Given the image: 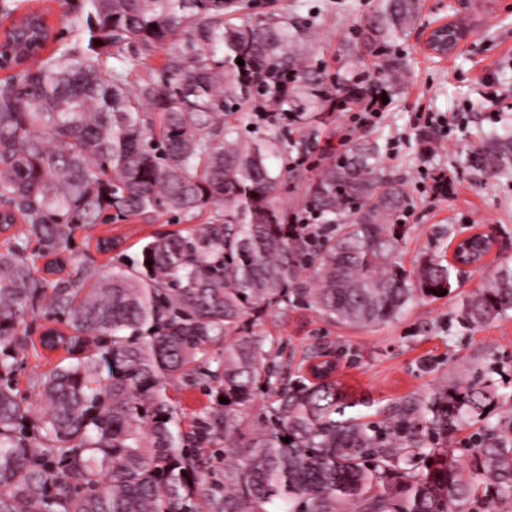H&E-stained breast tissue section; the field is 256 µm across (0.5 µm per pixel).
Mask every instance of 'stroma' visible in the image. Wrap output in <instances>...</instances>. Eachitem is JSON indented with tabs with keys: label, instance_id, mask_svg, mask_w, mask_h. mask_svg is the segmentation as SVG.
Wrapping results in <instances>:
<instances>
[{
	"label": "stroma",
	"instance_id": "35a3bbf8",
	"mask_svg": "<svg viewBox=\"0 0 512 512\" xmlns=\"http://www.w3.org/2000/svg\"><path fill=\"white\" fill-rule=\"evenodd\" d=\"M252 11L288 13L312 24L308 45L310 64L351 80L374 76L380 62L361 57L359 24L377 0H248ZM422 25L397 50L402 59V85L390 96L380 119L362 124L357 111L311 112L303 124L287 134L290 142L310 141L308 159L288 155V176L278 197L288 211H302L305 185L319 168L332 162L337 151L352 139H379L380 175L403 179L411 192L405 222L408 233L397 260L414 270L430 255L451 256L458 238L476 231L494 233L498 251L489 254L479 269L463 273L453 292L414 303L397 319L368 326H346L324 320L300 306L285 313H269L255 322L254 332L271 345L282 377L307 372L322 360L336 364L333 378L353 403L348 413L375 426H385L396 408L456 380L475 382L490 378L499 386L501 408L512 407V314L466 329L459 314L463 302L490 280L497 264L512 262V177H489L472 164L489 133L512 129V0H422ZM23 9L46 11L56 37L46 44L52 53L67 39L72 19L82 12V0H22ZM451 17L470 36L457 53L432 56L422 47L423 29ZM455 113L451 128L429 129L427 121ZM445 175L446 191L434 188ZM184 218L159 214L146 222L130 218L80 230L73 243L79 265H91L99 274L111 273L119 255L135 254L142 243L161 231L187 228ZM117 240L115 250L101 253L96 241ZM63 351L42 352L19 360L13 383L38 420L42 407L29 387L33 368L51 370ZM168 394L181 418V429L197 430L201 412L213 407L214 391L207 382L193 387L171 383Z\"/></svg>",
	"mask_w": 512,
	"mask_h": 512
}]
</instances>
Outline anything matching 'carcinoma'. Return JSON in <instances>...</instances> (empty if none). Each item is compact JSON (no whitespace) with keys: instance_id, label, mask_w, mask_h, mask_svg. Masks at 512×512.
Here are the masks:
<instances>
[{"instance_id":"1","label":"carcinoma","mask_w":512,"mask_h":512,"mask_svg":"<svg viewBox=\"0 0 512 512\" xmlns=\"http://www.w3.org/2000/svg\"><path fill=\"white\" fill-rule=\"evenodd\" d=\"M245 9L87 0L69 42L0 80V512H461L479 490L487 512H500L512 502V414L496 418L463 466L448 443L499 403L494 382L439 389L383 429L345 416L331 361L277 386L272 349L252 332L269 311L308 306L331 322L379 324L452 292L456 268L435 256L409 273L395 260L410 192L376 175V142L351 145L307 186L304 210L322 224L275 205L286 128L309 110L335 111L336 78L307 64L310 25ZM421 11V0H377L361 22L360 52L381 58L375 82L393 93L394 47ZM20 22L28 39H49L38 16ZM163 47L162 64L146 65ZM370 88L341 84L345 105L363 104ZM235 113L271 122L269 135L244 138L224 123ZM473 165L511 172L512 136L488 138ZM161 208L213 215L153 237L109 275L83 266L61 276L76 231L151 221ZM34 241L44 251H29ZM36 311L65 327L46 332L68 356L30 377L44 404L32 431L9 376L31 350L21 326ZM510 311L506 262L467 300L462 323ZM203 378L228 402L188 438L166 389ZM263 390L270 400L242 439L239 408ZM219 443L233 464L224 487L207 489L201 465Z\"/></svg>"}]
</instances>
